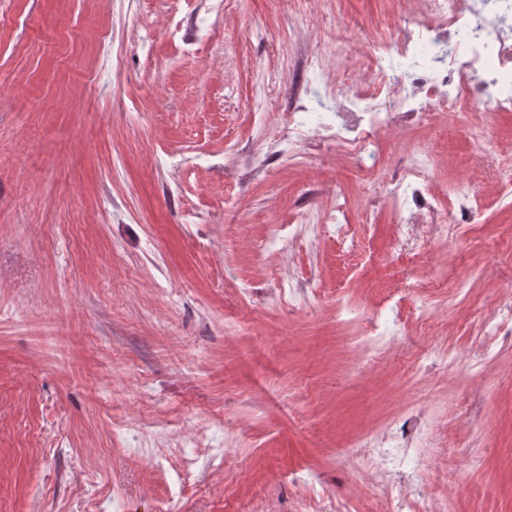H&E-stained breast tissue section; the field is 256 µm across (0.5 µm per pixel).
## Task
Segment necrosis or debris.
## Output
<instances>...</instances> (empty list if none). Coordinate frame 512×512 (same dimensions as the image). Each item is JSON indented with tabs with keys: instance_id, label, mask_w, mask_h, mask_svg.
I'll return each mask as SVG.
<instances>
[{
	"instance_id": "4bbe7bcc",
	"label": "necrosis or debris",
	"mask_w": 512,
	"mask_h": 512,
	"mask_svg": "<svg viewBox=\"0 0 512 512\" xmlns=\"http://www.w3.org/2000/svg\"><path fill=\"white\" fill-rule=\"evenodd\" d=\"M287 2L289 18L301 19L307 35L298 55L319 76L316 109L307 114L301 89L282 80L288 105L274 134L264 146L229 160L235 173L264 169L280 144L294 155L305 139H320L335 146L337 163L361 172L378 196L395 226L396 249L438 248L480 214L468 187L482 177L481 167H472L469 178L458 179L450 192L433 189L429 180L449 159L423 133L459 116L467 120L473 150L493 162L499 189L512 190V145L493 135L504 113L512 112V0H393L387 16L362 24L351 37H325L313 27L314 16L331 10L334 0ZM447 287V276L422 272L402 289H386L365 314L355 315L336 301L333 311L344 331L342 362L386 366L407 351L413 324L446 336L447 317L428 305L403 315L399 294ZM472 336L470 350L440 354L423 366V378L451 364L475 368L493 345L512 346L511 291L497 296ZM463 415L440 395L424 394L348 443L342 458L373 488L376 512H409L417 504L424 512H448L438 480L419 472L427 463L447 470L448 428Z\"/></svg>"
}]
</instances>
